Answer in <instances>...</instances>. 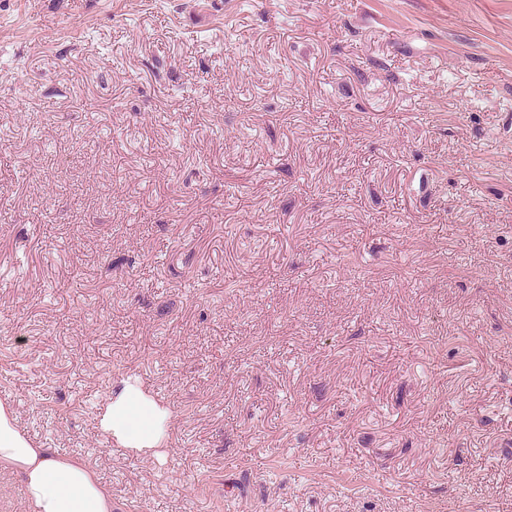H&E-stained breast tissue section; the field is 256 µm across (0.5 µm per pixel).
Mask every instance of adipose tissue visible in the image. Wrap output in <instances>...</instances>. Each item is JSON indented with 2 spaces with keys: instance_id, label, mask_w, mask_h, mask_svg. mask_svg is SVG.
<instances>
[{
  "instance_id": "1",
  "label": "adipose tissue",
  "mask_w": 512,
  "mask_h": 512,
  "mask_svg": "<svg viewBox=\"0 0 512 512\" xmlns=\"http://www.w3.org/2000/svg\"><path fill=\"white\" fill-rule=\"evenodd\" d=\"M167 418V409L128 380L116 387L100 425L120 446L147 452L158 444ZM0 465L20 474L27 512H112L110 494L82 460L34 447L1 404Z\"/></svg>"
}]
</instances>
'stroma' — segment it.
Returning <instances> with one entry per match:
<instances>
[{"instance_id": "1", "label": "stroma", "mask_w": 512, "mask_h": 512, "mask_svg": "<svg viewBox=\"0 0 512 512\" xmlns=\"http://www.w3.org/2000/svg\"><path fill=\"white\" fill-rule=\"evenodd\" d=\"M0 402L112 512H512V0H0ZM116 387L100 425L120 446L148 454L158 444L169 414L131 380Z\"/></svg>"}]
</instances>
